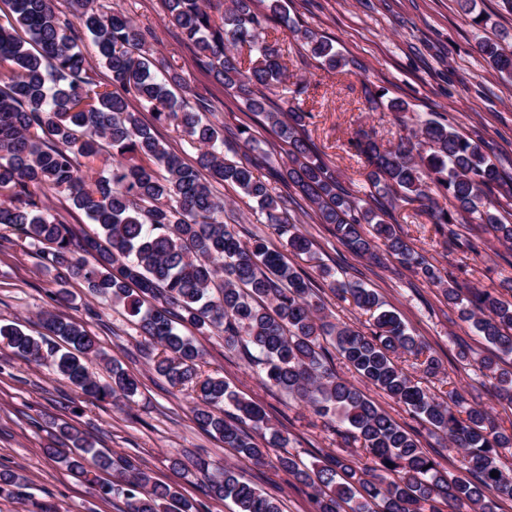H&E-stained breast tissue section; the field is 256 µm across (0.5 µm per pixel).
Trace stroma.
<instances>
[{"label":"stroma","mask_w":512,"mask_h":512,"mask_svg":"<svg viewBox=\"0 0 512 512\" xmlns=\"http://www.w3.org/2000/svg\"><path fill=\"white\" fill-rule=\"evenodd\" d=\"M99 2L154 29L160 56L176 59L192 87L209 90L211 121L244 119L240 101L206 71L196 68L193 46L182 43L176 30L166 27L161 0ZM285 3L289 14L334 39L348 61L343 71L329 73L287 28L268 35L269 40L278 42L295 81L313 86L314 110L308 133L321 157L353 194H362L365 176L364 160L351 149L350 140L368 131L394 145L411 132L393 112L368 109L361 93L365 84L386 88L389 97L406 101L411 112L440 113L461 134L480 130L490 156L512 174V78L491 68L478 51L479 42L487 38L501 41L512 51V12L506 10L503 0H473L475 8L470 14L461 10L457 0ZM476 13L490 17L491 26L473 25ZM218 191L226 202L225 220L239 230L242 239L255 233L274 238L271 225L240 189L223 184ZM392 222L406 241L461 287L499 295L504 281L512 278V248L500 245L484 227L458 222V237L451 240L435 234L428 216L403 201L397 202ZM299 228L313 241L315 255L296 257L294 264L314 278L334 321L363 330L369 316L331 291L319 277L323 266L332 269L338 279L357 281L377 291L409 331L427 343L442 372L434 378L425 376L414 357L403 356L401 366L414 381L442 397L457 391L468 402L488 408L502 427L512 426V406L493 398L494 381L479 365L489 353V343L458 310L448 308L439 288L415 276L394 256L379 264L353 255L316 217L302 218ZM68 287L73 301H51L47 296L50 283L34 250L24 247L18 232L7 229L0 233V324L15 322L36 332L43 310L77 321L96 337L105 355L104 361L91 363V371L105 382L110 364L121 365L137 380L139 389L129 401H88L70 383L47 368L35 367L0 342V464L20 470L27 478L13 495L0 496V512H26L32 499L52 503L59 512H122V501L98 498L88 484L44 454L55 422L85 432L96 448L113 457L130 458L154 481L176 488L187 499L206 500L205 484L172 460L202 456L234 466L250 484L280 499L283 512H313L311 488L284 473L255 465L199 427L191 399L152 370L153 348L132 317L109 301L89 296L79 281H70ZM183 333L195 336L204 352L202 372L223 376L240 397L259 404L270 424L287 435L288 452L305 465L316 463L326 453L346 452V444L331 425L303 402L266 386L241 350L225 348L222 333L197 335L189 327ZM463 344L469 348L465 361L458 356ZM333 366L414 435L441 467L465 477V470L457 466L455 449L431 433L425 421L367 385L341 361H334Z\"/></svg>","instance_id":"1"}]
</instances>
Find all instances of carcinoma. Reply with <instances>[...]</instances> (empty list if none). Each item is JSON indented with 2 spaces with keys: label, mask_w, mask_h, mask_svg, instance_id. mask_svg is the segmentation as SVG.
Listing matches in <instances>:
<instances>
[{
  "label": "carcinoma",
  "mask_w": 512,
  "mask_h": 512,
  "mask_svg": "<svg viewBox=\"0 0 512 512\" xmlns=\"http://www.w3.org/2000/svg\"><path fill=\"white\" fill-rule=\"evenodd\" d=\"M0 2L6 6L0 8V226L17 228L29 239L42 270L53 276L56 289L50 297L67 300L66 285L76 279L90 296L123 308L140 334L160 347L152 369L172 387L194 394L201 427L254 464H269L311 487L313 512H462L465 506L471 512H496L495 503L484 498L486 488L512 502V475L498 463V449L512 446V433L482 406L466 403L454 391L440 400L404 372L400 355L418 357L426 345L397 314L383 309L377 292L321 268L333 291L350 296L373 318L367 332L332 323L311 277L288 260L290 252L301 256L311 249L291 219L302 199L352 253L371 256L374 240L382 241L387 253L440 288L446 302L496 351L512 355V301L444 279L385 220L395 199L419 201L435 233L443 236L456 218L439 199L450 198L473 223L512 246V222L504 221L494 202L498 195L512 199V176L486 153L479 132L461 135L431 114L392 147L368 134L356 138L353 147L365 160L371 188L356 196L306 134L308 87L279 104L268 96L289 78L280 49L266 39L269 23L292 29L329 71L347 65L332 40L290 17L283 0H267L268 14L261 17L251 11L252 0H231L229 8L224 0H163L167 25L196 48V66L212 73L288 146V161L273 176L295 194H279L255 174L267 154H252L257 141L251 127L241 122L218 127L204 120L210 100L187 82L177 61L157 57L151 28L105 10L96 0ZM85 35L109 72L107 83L94 78L80 48ZM243 46L249 48L245 57L237 52ZM479 47L497 71L512 78V51L490 39ZM173 86L184 97L177 98ZM363 94L372 110L385 105L401 118L409 112L408 103L385 100L383 87L365 85ZM131 97L140 110L130 109ZM144 111L197 149L196 164H187L158 137L142 119ZM229 140L248 153L227 158ZM216 183L234 185L253 200L285 244L278 247L256 235L243 241L224 223V198L215 192ZM62 193L96 224L95 235L78 237L73 225L46 205ZM365 224L374 239L361 233ZM178 321L201 334L224 333L228 348L253 346L259 356L250 360L259 366L264 384L304 401L316 416L336 425V434L353 450L328 455L311 470L291 456H272L268 445L224 419V406H233L236 419L252 422L258 431L270 429L266 414L240 398L224 377L199 373L204 353L193 337L177 330ZM40 323L45 333L39 336L16 323L0 325V338L97 401L136 394L137 381L119 367L110 368L108 383L89 371L87 360L104 356L81 324L49 311ZM326 343L352 372L448 438L473 481L441 468L412 434L329 366ZM480 365L496 380L494 397L512 405V369L500 367L496 355ZM60 437L71 442L69 451L49 446L44 452L89 483L99 498L123 499L126 512H210L207 504L182 498L130 461L95 450L78 431L63 426ZM362 453L371 465L360 463ZM92 466L114 471L113 480L98 482ZM192 466L210 499H229L237 512H282L280 500L256 489L235 467L202 458ZM24 481L19 471L0 469V495Z\"/></svg>",
  "instance_id": "carcinoma-1"
}]
</instances>
